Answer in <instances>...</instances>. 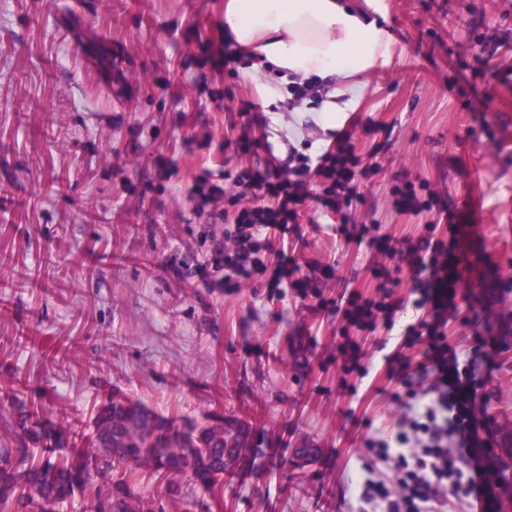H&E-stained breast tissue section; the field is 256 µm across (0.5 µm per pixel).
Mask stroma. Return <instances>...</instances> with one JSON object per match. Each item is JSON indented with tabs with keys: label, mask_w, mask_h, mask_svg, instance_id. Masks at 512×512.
Masks as SVG:
<instances>
[{
	"label": "stroma",
	"mask_w": 512,
	"mask_h": 512,
	"mask_svg": "<svg viewBox=\"0 0 512 512\" xmlns=\"http://www.w3.org/2000/svg\"><path fill=\"white\" fill-rule=\"evenodd\" d=\"M224 3L0 0V430L36 403L92 433L117 389L180 426L220 415L246 423L256 447L287 440V464L261 458L246 482L225 479L212 512H360L349 481L383 471L365 442L407 413L401 396L425 345L387 372L386 329L347 326L336 303L384 284L409 299L401 252L447 238L451 213L475 230L443 331L483 379L480 436L498 460L489 512H512V0H352L392 43L388 64L359 76L341 125L380 170L361 181L346 232L307 200L265 255L267 273L229 283L233 216L210 188L239 168L280 167L289 148L335 146L336 132L225 42ZM99 36L119 53L109 75L89 56ZM243 100L259 105L257 120L239 112ZM243 136L271 148L236 153ZM408 181L428 182L447 213L399 210L392 188ZM364 225L396 256L359 241ZM283 254L312 288L269 287ZM322 265L333 279H320ZM379 265L391 282L373 276ZM346 337L366 377L345 373ZM130 479L164 512L210 499L186 477L175 497L147 469Z\"/></svg>",
	"instance_id": "obj_1"
}]
</instances>
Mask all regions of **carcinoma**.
I'll list each match as a JSON object with an SVG mask.
<instances>
[{"label": "carcinoma", "mask_w": 512, "mask_h": 512, "mask_svg": "<svg viewBox=\"0 0 512 512\" xmlns=\"http://www.w3.org/2000/svg\"><path fill=\"white\" fill-rule=\"evenodd\" d=\"M115 54L107 39L96 46L94 62L110 71ZM0 448V507L7 512H58L78 496L89 512H158L156 501L134 495L126 473L145 467L166 480L191 476L216 494L224 474L247 477L263 450L245 427L191 426L181 431L141 404L112 393L97 412L90 445L68 442L67 434L37 411L19 410L5 429ZM105 479L101 484L94 478Z\"/></svg>", "instance_id": "1"}]
</instances>
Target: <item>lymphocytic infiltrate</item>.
Masks as SVG:
<instances>
[{"instance_id":"obj_1","label":"lymphocytic infiltrate","mask_w":512,"mask_h":512,"mask_svg":"<svg viewBox=\"0 0 512 512\" xmlns=\"http://www.w3.org/2000/svg\"><path fill=\"white\" fill-rule=\"evenodd\" d=\"M359 158L344 146L305 154L291 151L279 169L247 167L231 177L224 202L234 208L232 230L224 234V266L247 276L263 267L261 255L272 249L274 233H287L298 223L299 207L307 197L309 177H317L323 206H350L356 197ZM448 240L420 238L407 252L414 276L411 307L422 320L407 325L403 343L427 342L421 369L429 387L412 392L410 415L400 421L393 439L371 438L367 447L379 461L392 464V477L371 476L357 483L359 499L381 506L382 512H447L455 504L475 512L489 499L491 456L482 448L474 416L480 379L473 360H459L438 325L454 310L456 286L462 276L457 252L458 225L448 227ZM390 290L378 299L350 293L340 310L346 324L374 330L378 322L392 324L399 309Z\"/></svg>"}]
</instances>
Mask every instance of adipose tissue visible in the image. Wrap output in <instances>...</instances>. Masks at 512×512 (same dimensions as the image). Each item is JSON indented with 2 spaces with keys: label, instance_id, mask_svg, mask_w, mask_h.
I'll return each mask as SVG.
<instances>
[{
  "label": "adipose tissue",
  "instance_id": "ef3b65f1",
  "mask_svg": "<svg viewBox=\"0 0 512 512\" xmlns=\"http://www.w3.org/2000/svg\"><path fill=\"white\" fill-rule=\"evenodd\" d=\"M224 37L280 77L328 80L320 108L327 128L349 109L354 76L387 62L391 44L386 29L343 0H227Z\"/></svg>",
  "mask_w": 512,
  "mask_h": 512
}]
</instances>
